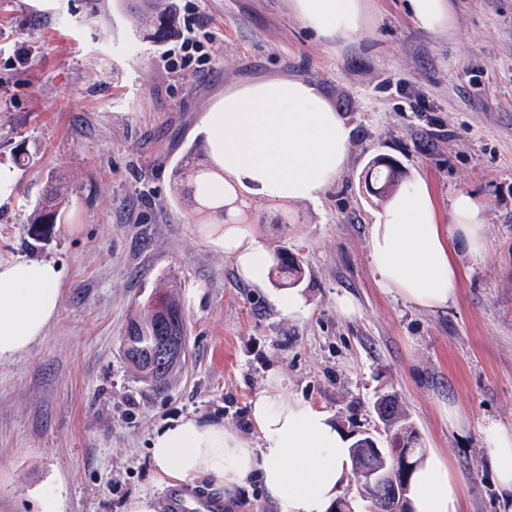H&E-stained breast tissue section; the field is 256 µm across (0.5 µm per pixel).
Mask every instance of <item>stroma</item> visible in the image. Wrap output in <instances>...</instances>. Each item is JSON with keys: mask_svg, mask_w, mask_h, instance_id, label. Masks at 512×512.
Wrapping results in <instances>:
<instances>
[{"mask_svg": "<svg viewBox=\"0 0 512 512\" xmlns=\"http://www.w3.org/2000/svg\"><path fill=\"white\" fill-rule=\"evenodd\" d=\"M139 0H0V165L24 150L0 199V260L63 268L55 321L0 361V512H124L159 497L152 432L190 416L252 436L250 401L272 383L326 410L344 433L383 438L374 406L396 393L424 450L446 454L462 512H512L490 465L489 424L512 430V0H452L453 28H416L405 0H373L350 42L318 36L293 0H195L211 57L170 70L179 31L135 23ZM279 76L317 85L352 128L340 178L315 201L248 195L254 231L298 254L309 312L282 317L173 197L174 166L208 155L202 118L227 88ZM485 207L487 249L458 258L457 298L435 312L379 288L369 228L384 198L372 161ZM56 223L28 224L48 177ZM292 223H282V215ZM174 282L187 352L167 388L125 362L130 315ZM358 311L344 316L340 298ZM456 410L448 424L443 407Z\"/></svg>", "mask_w": 512, "mask_h": 512, "instance_id": "35a3bbf8", "label": "stroma"}]
</instances>
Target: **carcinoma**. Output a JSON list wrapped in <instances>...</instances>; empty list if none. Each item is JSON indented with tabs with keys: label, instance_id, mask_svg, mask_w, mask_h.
Listing matches in <instances>:
<instances>
[{
	"label": "carcinoma",
	"instance_id": "1",
	"mask_svg": "<svg viewBox=\"0 0 512 512\" xmlns=\"http://www.w3.org/2000/svg\"><path fill=\"white\" fill-rule=\"evenodd\" d=\"M195 149H190L178 162L174 171L173 195L177 201L187 207H193L203 212L214 209L223 217L230 204L217 202L202 196L204 187L208 184L213 168L200 163H189L193 159ZM387 172H382L381 166L373 164L366 175V180L377 184L374 188L376 195L385 197L393 192L396 186V174L391 166H386ZM55 197L47 196L33 209L29 224L40 226L56 223L57 210ZM275 269L280 276L294 284L302 277V263L297 256L288 255V250L278 252V262ZM169 284H161V289L155 297L147 301L140 312L129 321L126 336L123 339V355L125 360L144 381L159 388L168 384L182 360H167L165 363L152 361L155 344L160 336H187L186 318L178 301L167 293ZM393 437L388 441L384 453L390 454L399 447L416 448L418 454H423V448L418 436L408 426L407 419L401 409H396L389 419Z\"/></svg>",
	"mask_w": 512,
	"mask_h": 512
}]
</instances>
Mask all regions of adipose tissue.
<instances>
[{
  "instance_id": "ef3b65f1",
  "label": "adipose tissue",
  "mask_w": 512,
  "mask_h": 512,
  "mask_svg": "<svg viewBox=\"0 0 512 512\" xmlns=\"http://www.w3.org/2000/svg\"><path fill=\"white\" fill-rule=\"evenodd\" d=\"M316 33L340 40L361 35L364 0H295ZM413 23L451 29L450 0H406ZM211 158L222 175L219 195L240 187L274 201L316 200L347 165L351 129L321 90L301 79L271 78L225 91L204 117ZM441 222L434 196L418 175L407 178L370 226L369 261L380 288L426 311L447 308L460 278L459 253L484 251V215L460 192ZM216 244L246 283L263 285L271 261L267 241L248 224H218ZM62 270L51 260L0 261V361L26 352L46 333L62 300ZM256 436L247 439L217 420L182 418L156 429L150 452L158 476L172 484L208 476L234 495L259 480L275 512H332L348 482L349 442L330 415L279 387L251 401ZM461 487L446 458L433 451L413 473L410 512H460Z\"/></svg>"
}]
</instances>
